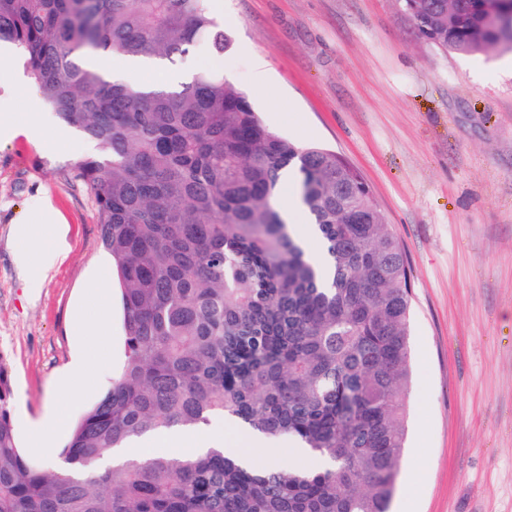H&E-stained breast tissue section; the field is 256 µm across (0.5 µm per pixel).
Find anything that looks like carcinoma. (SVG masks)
Segmentation results:
<instances>
[{"mask_svg":"<svg viewBox=\"0 0 512 512\" xmlns=\"http://www.w3.org/2000/svg\"><path fill=\"white\" fill-rule=\"evenodd\" d=\"M212 0H0V42L26 55L43 101L95 152L92 193L120 287L125 360L62 451L20 452L0 365V512H389L408 435V259L362 174L271 131L224 74L179 90L105 80L85 59L175 61L229 36ZM433 44L464 54L512 39V0H403ZM321 251L278 210L284 175ZM228 417L301 443L306 465L212 450L95 467L148 432Z\"/></svg>","mask_w":512,"mask_h":512,"instance_id":"cac0c4a2","label":"carcinoma"}]
</instances>
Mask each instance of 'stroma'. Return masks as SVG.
I'll return each mask as SVG.
<instances>
[{
    "label": "stroma",
    "instance_id": "35a3bbf8",
    "mask_svg": "<svg viewBox=\"0 0 512 512\" xmlns=\"http://www.w3.org/2000/svg\"><path fill=\"white\" fill-rule=\"evenodd\" d=\"M232 36L179 68L223 70L279 135L335 150L364 176L402 242L412 284L407 448L390 512H512V51L461 54L418 31L401 0H213ZM271 77L254 79L256 58ZM37 89L1 88L17 119L60 121ZM77 136L0 144V362L21 453L45 462L27 427L69 423L110 388L124 360L119 284L89 191L72 168ZM49 196L69 224V254L37 293L13 261V222ZM109 284L110 344L88 297ZM88 390L60 382L76 358Z\"/></svg>",
    "mask_w": 512,
    "mask_h": 512
}]
</instances>
